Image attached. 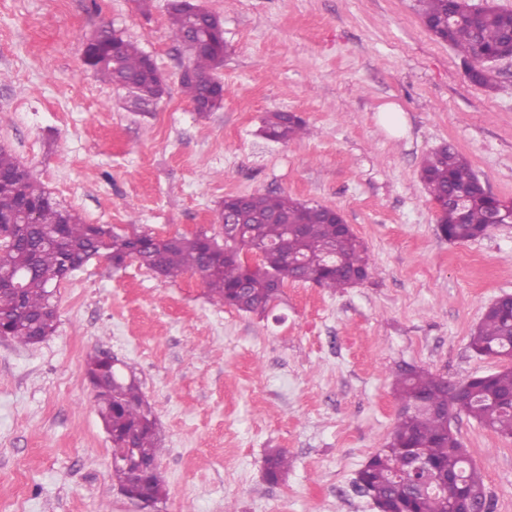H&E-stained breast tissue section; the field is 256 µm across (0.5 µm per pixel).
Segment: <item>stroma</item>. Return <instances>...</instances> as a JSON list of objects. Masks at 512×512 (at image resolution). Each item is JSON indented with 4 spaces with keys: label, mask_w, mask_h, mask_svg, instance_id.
<instances>
[{
    "label": "stroma",
    "mask_w": 512,
    "mask_h": 512,
    "mask_svg": "<svg viewBox=\"0 0 512 512\" xmlns=\"http://www.w3.org/2000/svg\"><path fill=\"white\" fill-rule=\"evenodd\" d=\"M228 52L222 109L202 117L178 85L188 57L166 0H0V146L88 223L219 234L230 194L282 192L338 209L373 276L332 293L287 282L265 316L213 302L198 275L90 259L59 286L54 333L0 341V512H376L353 488L393 429L392 372L451 381L499 370L469 348L512 294V224L453 244L419 179L453 144L512 200V62L473 83L414 0H199ZM114 29L151 55L169 93L149 112L99 81L85 46ZM403 124L385 128L386 107ZM311 136L258 134L270 111ZM119 359L157 420L166 497L141 510L112 476V444L85 374ZM453 428L494 512H512V439L467 415ZM292 466L267 481L268 449Z\"/></svg>",
    "instance_id": "1"
}]
</instances>
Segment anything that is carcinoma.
I'll list each match as a JSON object with an SVG mask.
<instances>
[{
    "label": "carcinoma",
    "instance_id": "cac0c4a2",
    "mask_svg": "<svg viewBox=\"0 0 512 512\" xmlns=\"http://www.w3.org/2000/svg\"><path fill=\"white\" fill-rule=\"evenodd\" d=\"M415 8L434 35L449 42L463 59L477 60L494 53L512 54V13L488 3L481 12L469 10L467 0H416ZM172 37L190 59L192 75L179 79L182 93L196 111L203 112L214 87L223 86L213 71L227 52L221 20L208 12L194 19L178 0L166 6ZM96 46L85 64L103 82L126 88L138 107H147L163 97L166 84L149 64L147 53L111 30L96 34ZM309 133L305 121L288 112H269L260 134L270 141L288 142ZM20 164L0 146V274L19 268L22 273L20 304L0 293V327L11 340L34 345L54 331L56 316L47 311L51 289L67 266L76 269L98 254H107L119 268L135 261L146 269L161 270L175 279L186 272L201 276L212 298L244 313L264 314L278 298L271 278L283 273L289 253L303 260L296 270L298 280L320 288L341 291L353 285L352 275H371L367 248L353 232L341 233L326 223L327 207L281 193H251L244 196L243 212L252 223L241 227V238L223 235V242L205 233H177L172 237L152 234H120L101 224L85 222L73 209L62 205L32 175L16 179ZM420 180L431 199L440 204L439 224L451 241L467 243L489 225L493 206L512 215V204L494 201L477 186L479 178L471 163L452 145L426 155ZM36 211L32 224H8L24 206ZM288 212L299 224L264 222L270 214ZM253 255L255 267L241 257ZM232 257L226 259L224 254ZM470 348L481 356L512 361V301L502 300L486 309L470 338ZM86 375L93 381L94 402L105 428L112 432V447L134 448V454L158 462L159 446L153 412L135 379L127 378L118 365L111 366L105 354L86 361ZM512 390V366L493 373L492 380L468 401L455 403L447 380L412 365L395 370L394 392L398 410L393 431L384 448L358 472L356 490L366 484L384 499L388 512H451V495L432 488L414 497L407 455L416 450L441 473L461 474L473 507L493 512L483 479L469 463L467 448L457 433L449 432L448 416L461 413L487 429L512 438V408L503 406L498 393ZM288 450L272 448L264 460L267 479L277 483L288 474ZM112 477L132 495L149 493L159 500L165 483L159 472L140 478L115 465Z\"/></svg>",
    "mask_w": 512,
    "mask_h": 512
}]
</instances>
